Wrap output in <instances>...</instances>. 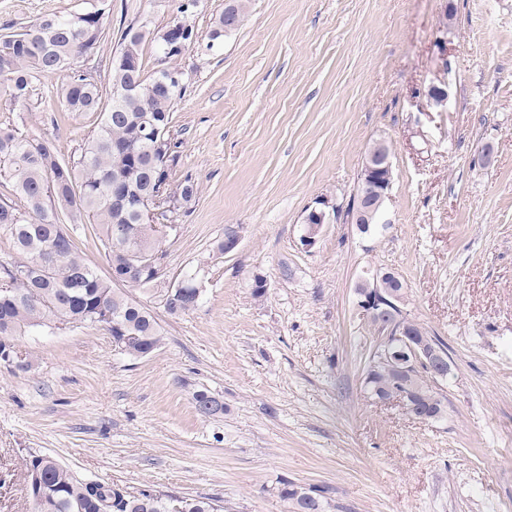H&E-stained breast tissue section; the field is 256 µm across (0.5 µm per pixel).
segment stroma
<instances>
[{"label": "stroma", "mask_w": 512, "mask_h": 512, "mask_svg": "<svg viewBox=\"0 0 512 512\" xmlns=\"http://www.w3.org/2000/svg\"><path fill=\"white\" fill-rule=\"evenodd\" d=\"M108 2L112 38L80 62L106 90L122 31L165 27L182 0ZM224 6L199 0L198 40L177 60L172 179L199 194L166 270L203 269L200 304L160 315L165 343L140 360L100 328L19 336L32 365L0 368V512H31L26 467L44 455L224 512H289L283 481L334 487L325 512H512V0H248L215 42ZM84 7L0 0V36ZM61 95V78H39L28 100H0V126L77 160L97 116ZM380 139L394 171L384 224L363 233L332 215L303 246L307 208H346ZM228 229L239 244L223 254ZM369 270L394 272L407 312L448 344L441 420L364 387L377 335L354 289ZM198 389L223 398V417L196 414Z\"/></svg>", "instance_id": "stroma-1"}]
</instances>
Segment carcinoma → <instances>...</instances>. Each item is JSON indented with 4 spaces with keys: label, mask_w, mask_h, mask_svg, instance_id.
I'll return each mask as SVG.
<instances>
[{
    "label": "carcinoma",
    "mask_w": 512,
    "mask_h": 512,
    "mask_svg": "<svg viewBox=\"0 0 512 512\" xmlns=\"http://www.w3.org/2000/svg\"><path fill=\"white\" fill-rule=\"evenodd\" d=\"M88 4L91 8L85 12L50 14L0 38V96L26 99L34 80L58 75L63 78L65 111L95 112L98 120L72 163L50 141L0 126V179L11 184L27 206L23 211L0 198V235L12 245V254L0 257V362L17 356V337L34 328L101 327L132 359L150 356L164 341L153 310L99 277L74 236L80 226L94 225L111 271L125 275L127 286L156 296L153 274L129 269L130 254L159 247L156 225L142 221L138 208L154 183L169 184L179 164V143L172 131L182 87L160 69L145 76L142 52L150 41L163 57L173 60L180 52L171 46L180 42L187 49L197 32L184 27L182 17L158 31L146 24L127 28L112 59L114 94L106 103L98 82L86 81L75 69L79 58L108 37L101 23L107 0ZM152 125L165 131L156 148L144 130ZM115 180L126 194L112 195ZM197 197L198 184L189 175L170 189L169 200L179 215L190 213ZM184 278L187 287L174 289L165 302L170 317L194 310L201 298L202 289L192 287L193 274ZM411 331L428 337L449 357L441 337L415 321ZM364 383L373 398L412 392L414 414L421 420L438 421L446 413L444 397L422 372L401 383L391 365H371ZM208 394L206 389L193 392L196 413L204 419L224 416V403L207 405L203 396ZM35 471L50 502L47 512H224V506L208 497L186 498L151 489L133 495L115 483L79 479L51 456L32 459L27 472ZM334 493L327 485L306 487L288 481L278 488L291 512H324Z\"/></svg>",
    "instance_id": "obj_1"
}]
</instances>
